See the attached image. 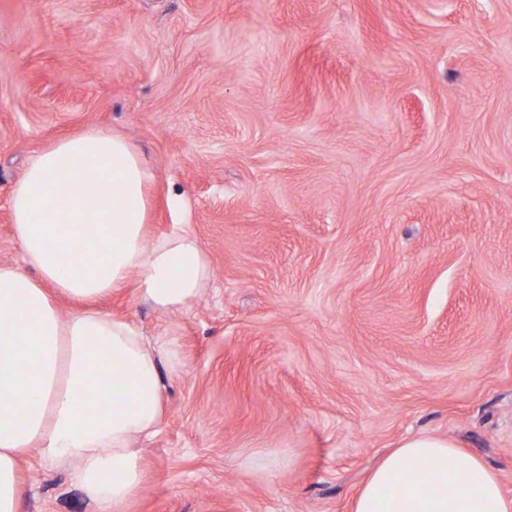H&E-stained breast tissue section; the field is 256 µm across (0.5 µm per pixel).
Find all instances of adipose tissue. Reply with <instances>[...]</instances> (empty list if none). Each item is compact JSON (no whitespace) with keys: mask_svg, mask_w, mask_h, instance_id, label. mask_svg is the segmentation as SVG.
I'll list each match as a JSON object with an SVG mask.
<instances>
[{"mask_svg":"<svg viewBox=\"0 0 512 512\" xmlns=\"http://www.w3.org/2000/svg\"><path fill=\"white\" fill-rule=\"evenodd\" d=\"M154 179L127 139L90 128L37 153L10 189L23 262L0 263V512H22L29 456L66 469L95 512H126L142 488L140 443L164 422L157 350L96 302L133 283L153 308L183 311L210 279L190 233H152ZM62 298L80 310L63 316ZM352 512H512V500L480 459L423 434L377 465Z\"/></svg>","mask_w":512,"mask_h":512,"instance_id":"ef3b65f1","label":"adipose tissue"}]
</instances>
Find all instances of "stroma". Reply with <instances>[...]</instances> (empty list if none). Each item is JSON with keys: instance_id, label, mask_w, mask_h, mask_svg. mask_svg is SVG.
Returning <instances> with one entry per match:
<instances>
[{"instance_id": "1", "label": "stroma", "mask_w": 512, "mask_h": 512, "mask_svg": "<svg viewBox=\"0 0 512 512\" xmlns=\"http://www.w3.org/2000/svg\"><path fill=\"white\" fill-rule=\"evenodd\" d=\"M90 126L211 268L185 311L102 302L184 363L128 512H351L419 433L512 499V0H0V262L11 186ZM22 472V512H93Z\"/></svg>"}]
</instances>
